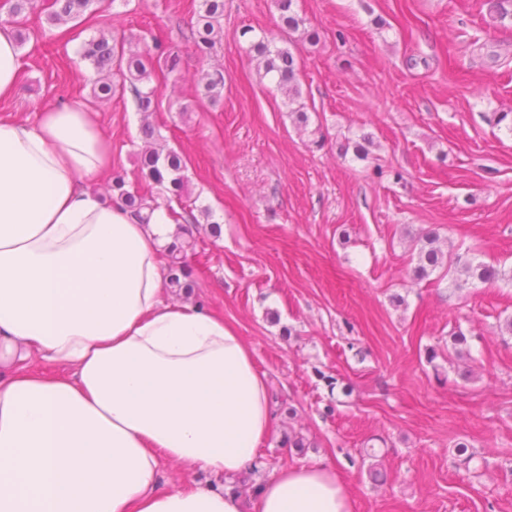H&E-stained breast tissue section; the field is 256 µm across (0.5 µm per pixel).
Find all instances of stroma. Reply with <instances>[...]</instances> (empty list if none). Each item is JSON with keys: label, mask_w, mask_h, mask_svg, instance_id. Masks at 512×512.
Instances as JSON below:
<instances>
[{"label": "stroma", "mask_w": 512, "mask_h": 512, "mask_svg": "<svg viewBox=\"0 0 512 512\" xmlns=\"http://www.w3.org/2000/svg\"><path fill=\"white\" fill-rule=\"evenodd\" d=\"M49 2L23 17L0 117L97 112L112 140L101 187L140 189L143 121L183 156L192 214L212 218L191 227V296L250 344L278 420L237 485L244 512L258 479L321 458L356 512H512V284L417 279L411 250L431 229L442 247L512 266V132L498 122L512 113V21L491 22L486 0H298L320 33L294 50L302 126L247 51V29H276L273 0H224L222 44L206 57L188 38L192 0H97L96 22L76 28L53 25ZM121 33L180 58L175 72L156 67L150 115L131 94L92 93L81 45ZM214 67L216 103L198 85ZM363 133L368 159L340 153ZM456 330L469 354L442 356ZM294 432L306 448L285 445ZM369 448L385 481L362 464Z\"/></svg>", "instance_id": "obj_1"}]
</instances>
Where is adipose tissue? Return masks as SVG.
I'll use <instances>...</instances> for the list:
<instances>
[{"label":"adipose tissue","instance_id":"1","mask_svg":"<svg viewBox=\"0 0 512 512\" xmlns=\"http://www.w3.org/2000/svg\"><path fill=\"white\" fill-rule=\"evenodd\" d=\"M111 162L86 106L0 118V512H242L226 481L273 430L266 377L223 314L170 299L175 217L95 191ZM166 459L220 482L167 486ZM254 504L354 512L325 460L281 467Z\"/></svg>","mask_w":512,"mask_h":512}]
</instances>
